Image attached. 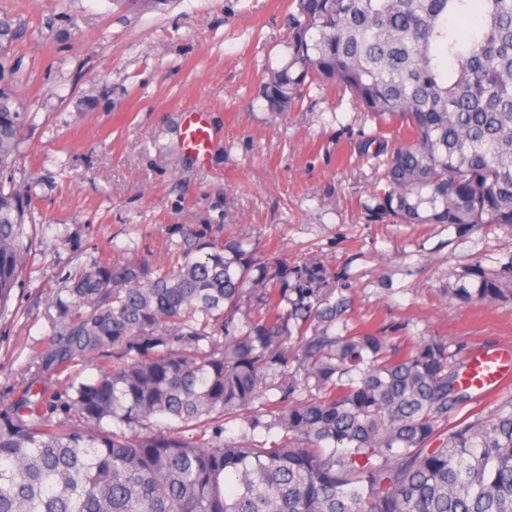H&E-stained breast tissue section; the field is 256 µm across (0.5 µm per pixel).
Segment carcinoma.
Returning <instances> with one entry per match:
<instances>
[{"label": "carcinoma", "mask_w": 512, "mask_h": 512, "mask_svg": "<svg viewBox=\"0 0 512 512\" xmlns=\"http://www.w3.org/2000/svg\"><path fill=\"white\" fill-rule=\"evenodd\" d=\"M290 5L268 108L291 112L311 85L334 84L408 135L359 147L387 187L371 216L512 225V0ZM474 8L479 27L461 38L448 18ZM19 33L0 16V315L31 249L13 186L28 113L3 64ZM471 276L459 300L512 299V260ZM344 291L319 262L262 264L231 237L189 233L168 267L95 261L56 295L66 322L33 366L60 375L108 349L112 364L69 375L64 398L28 386L0 405V512H512V400L451 424L471 394L448 342L338 335ZM236 419L281 436L227 440Z\"/></svg>", "instance_id": "carcinoma-1"}]
</instances>
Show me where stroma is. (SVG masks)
Here are the masks:
<instances>
[{
    "mask_svg": "<svg viewBox=\"0 0 512 512\" xmlns=\"http://www.w3.org/2000/svg\"><path fill=\"white\" fill-rule=\"evenodd\" d=\"M289 0H0L23 34L9 64L31 118L14 188L32 239L21 282L0 314V402L23 379L64 393L66 375L35 378V350L64 321L48 302L102 257L164 265L194 229L231 236L265 262L309 260L341 275L351 324L407 344L437 338L459 358L512 347V301L464 303L474 264L512 260V226L458 235L394 224L365 209L383 188L369 140H406L398 120L361 111L349 93L311 89L301 108L268 111L265 69L286 55ZM208 114L205 161L184 148L186 112Z\"/></svg>",
    "mask_w": 512,
    "mask_h": 512,
    "instance_id": "stroma-1",
    "label": "stroma"
}]
</instances>
